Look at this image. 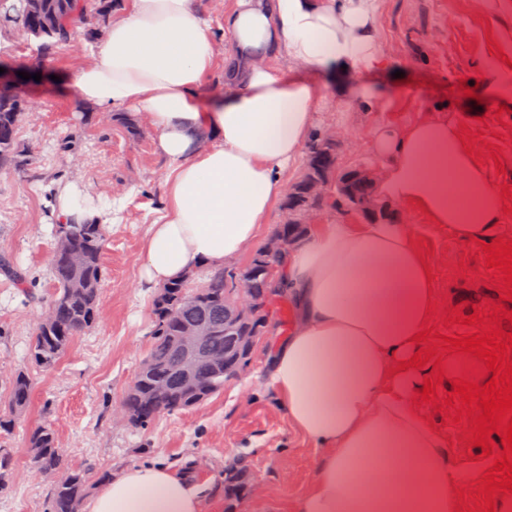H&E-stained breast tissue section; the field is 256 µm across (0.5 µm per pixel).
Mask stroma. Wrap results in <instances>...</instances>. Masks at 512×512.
<instances>
[{
	"instance_id": "35a3bbf8",
	"label": "stroma",
	"mask_w": 512,
	"mask_h": 512,
	"mask_svg": "<svg viewBox=\"0 0 512 512\" xmlns=\"http://www.w3.org/2000/svg\"><path fill=\"white\" fill-rule=\"evenodd\" d=\"M383 68L365 73L384 94L363 105L318 71L304 76L323 94L316 124L341 130L349 146L345 164H374L373 132L404 127L438 107L461 127L467 146L498 191L512 187V112H499L485 98L467 96L461 82L483 83L488 73L512 74V0H371ZM106 23L81 29L75 39L38 59L35 42L0 36V63L39 64L40 81L23 86L26 118L16 142L19 162L0 168V255L29 274L28 288L0 272V413L8 410V378L27 370L33 384L24 417L0 446L11 449L15 466L0 512H38L53 483L29 462L28 436L50 426L65 450V466L89 473L92 487L122 468L161 462L190 472L207 490L202 512H293L316 476L319 451L288 422L270 389L257 378L268 362L260 347L250 367L225 382L222 391L194 408L158 417L144 430L127 426L119 410L126 390L151 345L155 291L144 288L142 272L150 224L162 211V181L169 162L154 147L146 113H134L140 134L132 138L111 110L85 103L64 78L93 61L91 47ZM76 184L104 210L99 316L93 328L74 339L48 371L28 356L35 326L54 295L50 261L57 195ZM405 221L425 243L435 285L433 331L443 337L475 333V326L450 323L497 309L495 325L512 333V298L487 263L480 245L463 243L447 228L409 208ZM434 403L419 408L448 440L449 454L467 463L463 427L445 423L457 415L460 396L452 381L439 382ZM237 460L246 468L251 493L228 505L221 490L224 466Z\"/></svg>"
}]
</instances>
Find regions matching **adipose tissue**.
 I'll list each match as a JSON object with an SVG mask.
<instances>
[{
    "label": "adipose tissue",
    "mask_w": 512,
    "mask_h": 512,
    "mask_svg": "<svg viewBox=\"0 0 512 512\" xmlns=\"http://www.w3.org/2000/svg\"><path fill=\"white\" fill-rule=\"evenodd\" d=\"M224 35V89L207 107L199 90L217 51L199 0H128L94 63L72 75L81 100L147 113L170 163L147 239L150 288L199 265H234L256 241L323 103L298 69L332 78L384 65L368 0H233ZM205 137L214 141L206 150ZM372 148L382 200L419 206L463 243L498 237L500 196L453 120L378 130ZM421 259L409 225L340 217L307 226L279 263L295 316L270 354L267 383L292 428L321 451L296 512H456L457 488L476 476L452 462L447 439L415 406L424 370L399 367L432 320ZM204 497L167 466H132L86 512H202Z\"/></svg>",
    "instance_id": "ef3b65f1"
}]
</instances>
